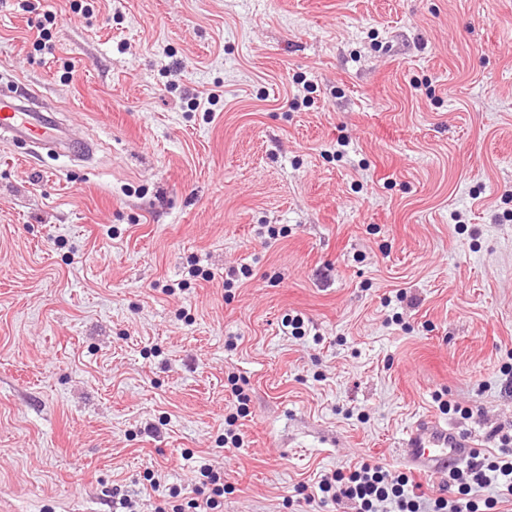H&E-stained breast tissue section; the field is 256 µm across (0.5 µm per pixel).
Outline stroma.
Wrapping results in <instances>:
<instances>
[{"mask_svg": "<svg viewBox=\"0 0 512 512\" xmlns=\"http://www.w3.org/2000/svg\"><path fill=\"white\" fill-rule=\"evenodd\" d=\"M42 4L0 0V84L93 154L0 136V512H153L203 466L221 512H357L296 489L406 472L422 417L497 454L512 0H55L50 25Z\"/></svg>", "mask_w": 512, "mask_h": 512, "instance_id": "1", "label": "stroma"}]
</instances>
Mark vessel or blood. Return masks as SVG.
<instances>
[{"label":"vessel or blood","mask_w":512,"mask_h":512,"mask_svg":"<svg viewBox=\"0 0 512 512\" xmlns=\"http://www.w3.org/2000/svg\"><path fill=\"white\" fill-rule=\"evenodd\" d=\"M0 133L34 143L49 142L71 149L65 127L55 118L20 103L16 96L0 94ZM405 463L422 473L439 474L469 459L471 449L447 426L425 417L407 432Z\"/></svg>","instance_id":"1"}]
</instances>
